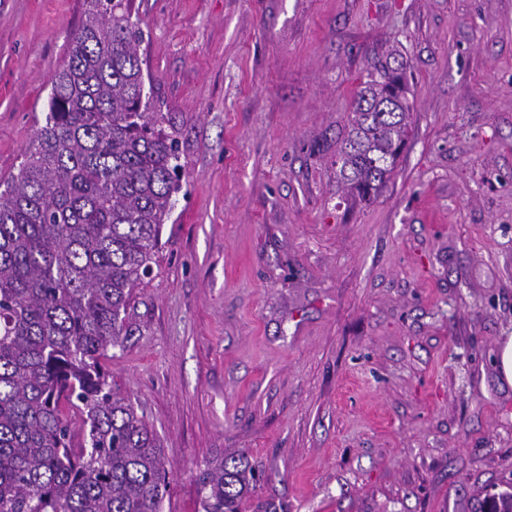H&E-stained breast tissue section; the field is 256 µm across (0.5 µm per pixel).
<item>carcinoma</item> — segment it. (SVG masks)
Returning a JSON list of instances; mask_svg holds the SVG:
<instances>
[{"label": "carcinoma", "instance_id": "carcinoma-1", "mask_svg": "<svg viewBox=\"0 0 512 512\" xmlns=\"http://www.w3.org/2000/svg\"><path fill=\"white\" fill-rule=\"evenodd\" d=\"M132 0H83L68 61L18 173L0 181V512H163L159 439L104 371L133 335L180 164L166 113L142 94ZM403 76L380 62L353 100L336 175L364 198L408 133ZM259 462L209 461L198 512H241Z\"/></svg>", "mask_w": 512, "mask_h": 512}]
</instances>
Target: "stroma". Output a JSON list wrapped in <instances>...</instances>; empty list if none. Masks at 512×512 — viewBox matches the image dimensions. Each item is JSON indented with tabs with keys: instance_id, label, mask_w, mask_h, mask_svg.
I'll list each match as a JSON object with an SVG mask.
<instances>
[{
	"instance_id": "35a3bbf8",
	"label": "stroma",
	"mask_w": 512,
	"mask_h": 512,
	"mask_svg": "<svg viewBox=\"0 0 512 512\" xmlns=\"http://www.w3.org/2000/svg\"><path fill=\"white\" fill-rule=\"evenodd\" d=\"M184 174L106 364L163 446L165 512L217 453L245 512H479L512 493V0H134ZM82 0H0V180ZM409 136L374 200L334 161L375 55Z\"/></svg>"
}]
</instances>
